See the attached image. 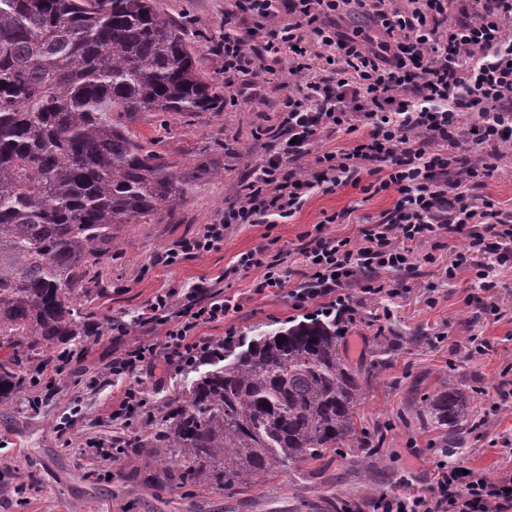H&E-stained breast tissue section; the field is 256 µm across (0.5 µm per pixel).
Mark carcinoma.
I'll return each instance as SVG.
<instances>
[{
    "mask_svg": "<svg viewBox=\"0 0 512 512\" xmlns=\"http://www.w3.org/2000/svg\"><path fill=\"white\" fill-rule=\"evenodd\" d=\"M155 0H0V405L81 336L108 289L92 270L114 231L174 210L190 181L129 127L141 112L224 111V88ZM339 309L210 343L147 436L172 491L255 485L355 446L366 381ZM471 397L453 382L421 419L459 448Z\"/></svg>",
    "mask_w": 512,
    "mask_h": 512,
    "instance_id": "carcinoma-1",
    "label": "carcinoma"
}]
</instances>
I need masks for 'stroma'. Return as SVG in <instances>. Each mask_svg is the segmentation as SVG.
I'll list each match as a JSON object with an SVG mask.
<instances>
[{
  "label": "stroma",
  "instance_id": "stroma-1",
  "mask_svg": "<svg viewBox=\"0 0 512 512\" xmlns=\"http://www.w3.org/2000/svg\"><path fill=\"white\" fill-rule=\"evenodd\" d=\"M156 7L181 26L195 47L198 71L223 82L224 0H156ZM255 124L256 116L246 104L234 112L135 117L132 130L152 142L174 170L204 167L209 174L195 182L173 214L119 228L124 253L102 265L111 292L96 302L93 324L76 349L77 361L46 395L42 414H33L24 396L0 414V512H336L341 500L358 504L360 512H372L373 500L382 497L429 498L442 463H462L492 476L512 473V397L504 400L497 392L502 369L512 364V267L499 265L498 254H512V242L502 243L497 252L472 254L471 270L452 280L448 268L467 244L462 234L433 244L432 262L421 263L417 274L378 273V280L391 285L392 294L360 293L353 301L349 333L357 337L359 349L349 358L370 382L358 410V426L372 439L363 465H353L349 455L336 453L292 465L287 473L268 476L251 488L226 491L203 482L185 496L156 487L146 451L103 464L85 453L89 440L131 436V428L112 417L128 387L143 389L160 406L182 384L176 373L159 378L144 372L91 385L113 352L141 341H165L161 329L149 326L115 338L110 331L113 317L137 318L159 291L190 288L220 277L225 295L235 298L240 309L224 321L202 326L200 336L220 340L232 331L244 337L257 327L285 322L298 314L287 293H256L262 271L239 267L240 254L262 244L267 235L277 247L294 248L300 236L318 227L329 235L354 238L364 217L377 216L392 205L391 190L370 198L349 186L317 193L292 217L277 219L272 227L234 225L220 250L176 266L163 265L161 256L177 240L195 235L224 210L243 170L240 160L225 152V138H235L250 161L265 154L264 143L254 136ZM346 209L351 212L347 223H327V216ZM487 265L496 277V286L489 291L474 273ZM480 300L497 304L499 319L480 315ZM474 336L489 342L488 354L472 352ZM451 379L463 388L477 389L475 415L481 425L448 456L439 448L440 432L421 425L417 412L422 395Z\"/></svg>",
  "mask_w": 512,
  "mask_h": 512
}]
</instances>
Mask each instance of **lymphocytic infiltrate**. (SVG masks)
<instances>
[{
    "instance_id": "1",
    "label": "lymphocytic infiltrate",
    "mask_w": 512,
    "mask_h": 512,
    "mask_svg": "<svg viewBox=\"0 0 512 512\" xmlns=\"http://www.w3.org/2000/svg\"><path fill=\"white\" fill-rule=\"evenodd\" d=\"M358 14L373 34L345 31ZM272 81L283 99L270 112L259 90ZM224 90L230 109L257 104L256 133L268 149L221 216L179 239L165 265L220 249L233 225L287 218L312 194L358 185L373 196L394 190L396 199L358 239L306 235L299 285L287 252L242 253L240 267L264 270L257 291L287 290L298 309L326 298L347 311L357 269L415 270L421 246L463 232L453 279L472 252L512 239V211L478 192L512 147V0H224ZM344 134L354 142L336 147ZM235 309L220 279L156 293L140 321L163 327L164 345L126 346L101 380L184 365L207 346L200 327ZM374 512H512V475L442 464L429 500L383 499Z\"/></svg>"
}]
</instances>
